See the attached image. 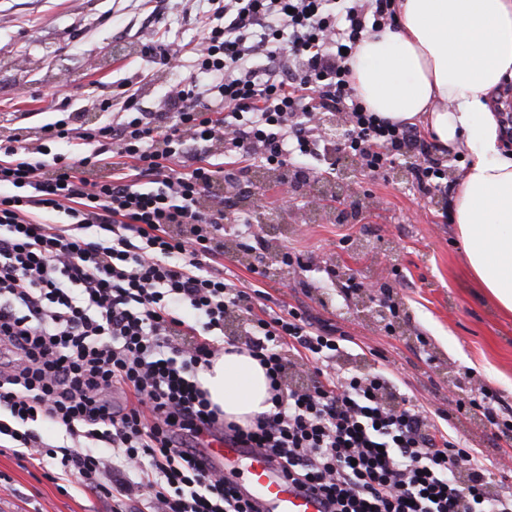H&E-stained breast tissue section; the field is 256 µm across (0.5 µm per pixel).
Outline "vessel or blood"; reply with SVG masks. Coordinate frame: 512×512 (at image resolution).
<instances>
[{
    "instance_id": "obj_1",
    "label": "vessel or blood",
    "mask_w": 512,
    "mask_h": 512,
    "mask_svg": "<svg viewBox=\"0 0 512 512\" xmlns=\"http://www.w3.org/2000/svg\"><path fill=\"white\" fill-rule=\"evenodd\" d=\"M221 459L243 461L251 479L245 495L261 512H323L324 505L312 493L288 482L280 468L257 448H243L225 440L215 441L205 451V460L213 464Z\"/></svg>"
}]
</instances>
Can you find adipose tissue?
<instances>
[{"label":"adipose tissue","instance_id":"1","mask_svg":"<svg viewBox=\"0 0 512 512\" xmlns=\"http://www.w3.org/2000/svg\"><path fill=\"white\" fill-rule=\"evenodd\" d=\"M398 27L364 39L350 80L373 112L424 121L449 151L472 161L452 201V218L479 285L512 312V153L501 147L497 111L512 81V0H396ZM197 382L226 421L246 427L272 408L260 362L214 358Z\"/></svg>","mask_w":512,"mask_h":512}]
</instances>
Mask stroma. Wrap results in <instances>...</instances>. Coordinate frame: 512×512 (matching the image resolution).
<instances>
[{
  "instance_id": "1",
  "label": "stroma",
  "mask_w": 512,
  "mask_h": 512,
  "mask_svg": "<svg viewBox=\"0 0 512 512\" xmlns=\"http://www.w3.org/2000/svg\"><path fill=\"white\" fill-rule=\"evenodd\" d=\"M189 0H0V136L22 125L29 130L72 112L77 123L110 120L109 100L124 79L145 68L155 15L169 35L193 40ZM90 94L70 97L73 86ZM448 189L423 200L409 164L369 179L352 177L345 196L363 205L359 223H289L284 238L266 237L261 254L245 252L228 236L231 270L239 287L260 285L271 307L308 312L317 325L335 328L349 350L341 368L362 371L390 365L402 393L425 409L449 401L468 409L448 424L490 466L501 489L512 491V468L501 466L507 443L472 399L493 391L512 411V313L501 309L472 278L452 220L443 211L460 185L470 154L445 152ZM306 259L305 268L282 266V252ZM278 267L257 280L256 263ZM372 280L374 289L348 294V277ZM396 306L392 329L371 313L382 292ZM143 490L122 501L83 489L58 463H38L0 451V512H151Z\"/></svg>"
}]
</instances>
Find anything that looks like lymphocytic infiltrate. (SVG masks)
<instances>
[{"instance_id": "obj_1", "label": "lymphocytic infiltrate", "mask_w": 512, "mask_h": 512, "mask_svg": "<svg viewBox=\"0 0 512 512\" xmlns=\"http://www.w3.org/2000/svg\"><path fill=\"white\" fill-rule=\"evenodd\" d=\"M199 14L193 45L162 42L167 58L192 52L194 68L156 111L141 105L143 69L122 83L111 121L78 127L67 114L40 127L69 152L40 159L19 127L0 137V437L115 499L124 485L98 477L111 466L103 448L119 449L161 512H258L202 465L217 435L265 449L327 512H512V492L442 428L447 411L397 397L384 371L337 373L332 328L295 308L256 310L262 291L216 266L234 208L214 198L216 177L239 189L255 166L297 183L318 176L327 145L316 115H342L335 151L361 159L364 175L414 153L423 197L447 184L439 145L370 112L349 82V52L395 26L396 0H203ZM191 151L196 166L176 170ZM101 165L108 179L89 180ZM241 316L246 338L229 344L265 366L273 403L245 428L195 380L220 352L215 335ZM35 419L69 445L44 443Z\"/></svg>"}]
</instances>
